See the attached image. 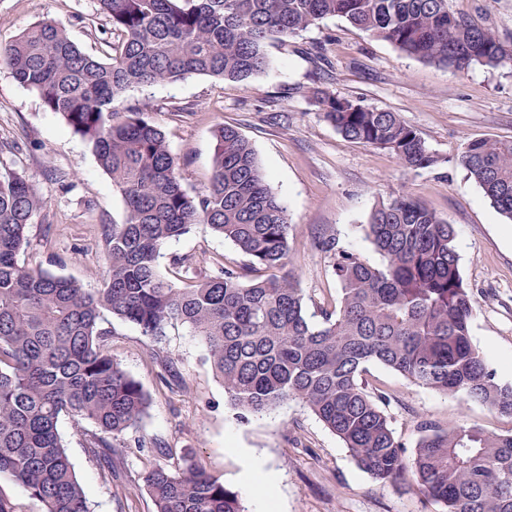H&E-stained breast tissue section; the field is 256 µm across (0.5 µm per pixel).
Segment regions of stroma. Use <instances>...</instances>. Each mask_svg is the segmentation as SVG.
Masks as SVG:
<instances>
[{
  "instance_id": "obj_1",
  "label": "stroma",
  "mask_w": 512,
  "mask_h": 512,
  "mask_svg": "<svg viewBox=\"0 0 512 512\" xmlns=\"http://www.w3.org/2000/svg\"><path fill=\"white\" fill-rule=\"evenodd\" d=\"M450 5L512 42V0H450ZM41 19L64 26L84 51L98 54L104 48L105 20L96 0H0V43ZM267 53L268 69L250 84L194 76L130 91L126 100L144 108L164 131L190 195L204 193L210 182L218 126H234L252 143L272 192L288 209V267L306 294L309 312L340 301L332 263L312 245L315 233L335 228L344 249L378 265L382 258L364 227L379 201L407 194L435 211L455 229L460 273L475 303L472 342L497 380L512 384V370L501 364L512 359V242L504 236L512 221L497 213L455 161L467 141L512 140V63L462 72L427 64L339 17L288 42H270ZM316 87L398 113L438 157V165L409 170L387 151L345 140L315 105ZM1 165L23 172L47 202L28 228L22 260L98 287L104 272L100 228L123 223V198L88 143L59 114L46 110L2 60ZM165 254L161 271L168 277L174 257L191 259L201 273L222 260H244L230 241L203 224L171 241ZM106 326L113 357L151 396L136 434L154 447L126 449L111 480L86 448L85 437L95 426L60 419L58 430L92 512H154L143 473L155 465L176 469L188 457L236 489L239 461L227 449L231 437L277 472L279 512H444L442 503L417 487L411 472L382 483L360 469L342 441L300 403L288 401L237 419L204 345L187 327L168 328L162 343L154 345L133 324L111 317ZM363 381L369 392L389 395L385 410L406 450L415 448L425 421L512 432L511 417L466 395L445 396L415 385L382 365H369Z\"/></svg>"
}]
</instances>
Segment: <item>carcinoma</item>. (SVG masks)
Here are the masks:
<instances>
[{
  "instance_id": "carcinoma-1",
  "label": "carcinoma",
  "mask_w": 512,
  "mask_h": 512,
  "mask_svg": "<svg viewBox=\"0 0 512 512\" xmlns=\"http://www.w3.org/2000/svg\"><path fill=\"white\" fill-rule=\"evenodd\" d=\"M108 50L83 51L52 20L31 24L0 56L92 149L126 207L104 224L106 275L98 288L20 260L28 226L45 206L15 169H0V475L22 485L42 512H90L58 421H88L92 456L112 468L150 405L143 385L109 349L105 314L161 343L182 325L240 415L298 401L380 481L411 469L416 484L448 512H512V433L473 426L420 425L411 455L362 374L379 363L443 395L465 394L512 417V386L496 381L470 337L475 306L461 277L452 225L422 202H380L365 226L379 266L340 246L324 228L313 247L330 258L341 300L308 315L288 265L286 206L270 190L252 144L232 127L214 132L206 193L182 187L165 133L136 106L118 112L127 91L200 75L239 82L265 73L269 41H288L327 17L457 71L512 62V43L453 12L448 0H96ZM312 98L343 138L393 154L407 169L439 158L396 112L316 87ZM498 212L512 220V141L476 139L455 157ZM197 224L247 257L199 276L174 262L182 285L163 276L166 245ZM143 483L154 512H247L238 495L192 460L149 468Z\"/></svg>"
}]
</instances>
